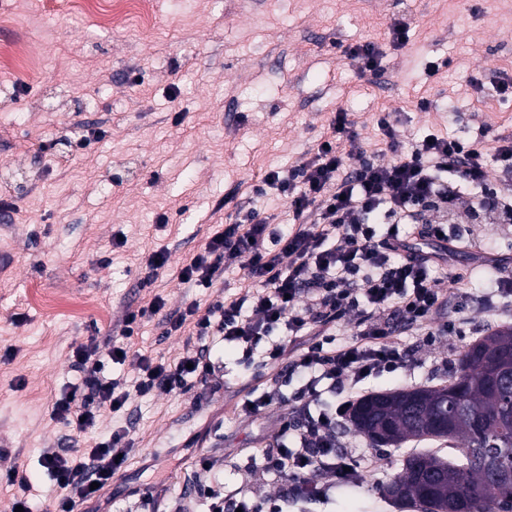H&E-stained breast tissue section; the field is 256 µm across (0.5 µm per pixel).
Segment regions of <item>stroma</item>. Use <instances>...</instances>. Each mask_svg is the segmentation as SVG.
Returning <instances> with one entry per match:
<instances>
[{"instance_id":"35a3bbf8","label":"stroma","mask_w":512,"mask_h":512,"mask_svg":"<svg viewBox=\"0 0 512 512\" xmlns=\"http://www.w3.org/2000/svg\"><path fill=\"white\" fill-rule=\"evenodd\" d=\"M153 11L155 34L145 43L129 14L104 29L77 0H0V42L24 37L40 63L29 74L0 70V205L11 211L0 222V472L24 465L42 501L55 490L44 452L87 448L127 426L133 451L80 512H150L145 496L159 485L164 512H207L192 472L210 455L224 459L225 492L283 497L284 512H400L380 489L400 471L409 443L375 448L337 433L340 453L367 481L337 484L321 501L287 493L256 468L279 427L267 412L248 416L240 406L286 373L291 350L266 366L261 354L247 360L232 345L217 347L222 388L132 396L122 411L103 412L91 436L75 437L54 404L80 384L74 352L84 345L95 346L107 376L136 377L132 364L108 361L127 307L164 298L162 314L133 342L167 361L188 338L167 333V315L247 290L239 265L207 290L186 287L179 271L234 217L251 184L301 161L337 110L350 112L370 151L381 147L377 113L393 112L404 139L479 138L493 154L482 125L512 132V97L495 88L512 80V0H153ZM398 16L410 31L396 49L385 31ZM364 42L383 51L377 74L361 73L344 54ZM441 58L447 68L427 77L426 62ZM474 76L482 87L471 85ZM421 100L428 110L418 109ZM452 102L459 111H449ZM95 128L102 139L74 150L72 139ZM47 139L54 145L46 154ZM451 230L461 237L457 257L434 276L443 293L467 289L463 323L447 329L448 305L427 330L402 329L406 368L370 390L438 385L466 345L512 326V308L487 307L492 280L472 268L485 252L512 258V224L473 216ZM161 250L167 266L141 287L149 256Z\"/></svg>"}]
</instances>
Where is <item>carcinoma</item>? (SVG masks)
<instances>
[{"mask_svg":"<svg viewBox=\"0 0 512 512\" xmlns=\"http://www.w3.org/2000/svg\"><path fill=\"white\" fill-rule=\"evenodd\" d=\"M512 360V326L489 332L461 351L440 386L374 392L361 399L348 416L349 428L376 447L398 448L412 440L433 438L459 452L413 453L386 485L385 497L413 504L421 512H512V385L494 381L497 362ZM460 401L448 432L438 425L447 405Z\"/></svg>","mask_w":512,"mask_h":512,"instance_id":"cac0c4a2","label":"carcinoma"}]
</instances>
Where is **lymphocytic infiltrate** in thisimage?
I'll return each instance as SVG.
<instances>
[{"instance_id": "lymphocytic-infiltrate-1", "label": "lymphocytic infiltrate", "mask_w": 512, "mask_h": 512, "mask_svg": "<svg viewBox=\"0 0 512 512\" xmlns=\"http://www.w3.org/2000/svg\"><path fill=\"white\" fill-rule=\"evenodd\" d=\"M376 125L384 149L370 153L349 113L337 111L316 148L289 171L268 170L253 184L250 205L237 207L234 221L182 267L183 284L210 288L241 261L250 287L205 305L192 301L170 317L169 331L185 329L194 338L179 357L156 363L132 348L139 326L165 306L162 297H153L125 312L120 338L112 343L113 352L137 364L134 384L105 376L103 362L79 347L75 362L84 381L56 401L55 416L81 435L96 428L101 411H121L130 393L179 395L192 383L216 382L210 341L235 344L247 356L263 348L265 361L273 363L289 339L309 335L312 343L293 362L302 381L295 399L274 382L242 410L277 415L279 436L259 466L298 496L317 499L353 480L355 471L336 452V424L362 398L370 377L405 368L406 350L393 339L390 316L423 328L444 306L432 272L453 257L449 217L481 210L491 223L512 224L511 137L498 139L493 171L481 141L427 134L408 144L388 112L378 113ZM272 192L288 203L287 223H274L259 205ZM350 315L353 336L337 343L336 325ZM338 390L341 402L324 401V394ZM132 447L129 429L119 428L94 447L45 453L42 466L60 492L39 506L25 468L1 473L0 483L15 489L14 503L24 512H75L111 484L122 469L117 455ZM223 466L207 458L195 473L208 512H283L272 497L249 490L226 494L214 478Z\"/></svg>"}]
</instances>
